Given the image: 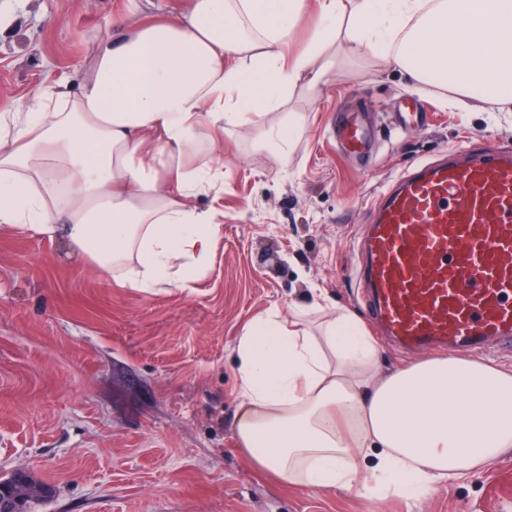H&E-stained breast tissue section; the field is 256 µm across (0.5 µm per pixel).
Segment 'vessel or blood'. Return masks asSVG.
Instances as JSON below:
<instances>
[{"label":"vessel or blood","mask_w":512,"mask_h":512,"mask_svg":"<svg viewBox=\"0 0 512 512\" xmlns=\"http://www.w3.org/2000/svg\"><path fill=\"white\" fill-rule=\"evenodd\" d=\"M333 138L363 158L375 133L345 113ZM348 273L402 350H512V153L476 140L414 162L383 190Z\"/></svg>","instance_id":"vessel-or-blood-1"}]
</instances>
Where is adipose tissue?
Returning <instances> with one entry per match:
<instances>
[{
    "instance_id": "adipose-tissue-1",
    "label": "adipose tissue",
    "mask_w": 512,
    "mask_h": 512,
    "mask_svg": "<svg viewBox=\"0 0 512 512\" xmlns=\"http://www.w3.org/2000/svg\"><path fill=\"white\" fill-rule=\"evenodd\" d=\"M305 0H188L171 20L112 18L76 80L0 113V224L65 237L93 267L145 292L183 288L217 226L196 198L217 187L213 137L318 92L366 46L458 98L512 87V0H316L321 24L288 55ZM347 29H339L341 17ZM266 92L252 99L248 72ZM237 441L283 485L416 498L512 450V370L435 357L384 373L360 322L318 331L270 311L237 344Z\"/></svg>"
}]
</instances>
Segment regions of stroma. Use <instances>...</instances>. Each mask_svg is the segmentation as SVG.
I'll return each mask as SVG.
<instances>
[{"label":"stroma","mask_w":512,"mask_h":512,"mask_svg":"<svg viewBox=\"0 0 512 512\" xmlns=\"http://www.w3.org/2000/svg\"><path fill=\"white\" fill-rule=\"evenodd\" d=\"M181 0H0V109L71 80L112 15L173 18ZM412 93L427 126L392 135ZM449 88L408 83L373 50L337 67L317 96L296 88L261 124L299 121L288 152L260 124L224 130L217 192L200 197L218 226L189 287L118 285L64 239L0 227V479L51 485L35 512H512V451L408 501L345 488L296 489L261 474L240 448L236 346L267 311L313 299L368 317L343 272L367 203L413 161L469 138L512 150V112L484 95L451 108ZM366 110L378 152L365 171L329 137L336 113Z\"/></svg>","instance_id":"1"}]
</instances>
